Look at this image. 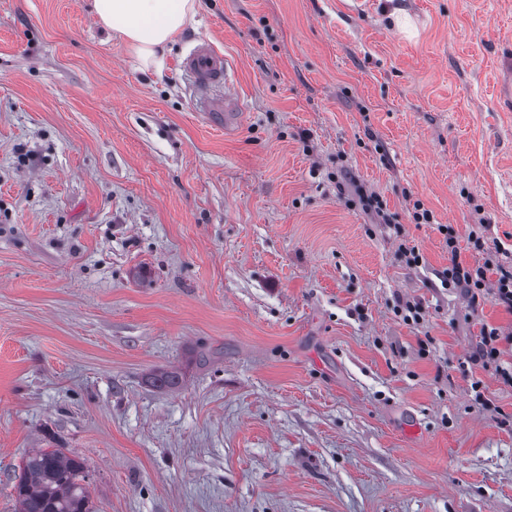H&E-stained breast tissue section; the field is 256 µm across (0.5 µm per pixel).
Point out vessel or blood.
I'll return each instance as SVG.
<instances>
[{"label": "vessel or blood", "mask_w": 512, "mask_h": 512, "mask_svg": "<svg viewBox=\"0 0 512 512\" xmlns=\"http://www.w3.org/2000/svg\"><path fill=\"white\" fill-rule=\"evenodd\" d=\"M179 68L188 77L195 93V104L215 124L229 122L243 105L233 89L231 64L209 44L198 45L183 58Z\"/></svg>", "instance_id": "obj_1"}]
</instances>
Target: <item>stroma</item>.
I'll use <instances>...</instances> for the list:
<instances>
[{
	"mask_svg": "<svg viewBox=\"0 0 512 512\" xmlns=\"http://www.w3.org/2000/svg\"><path fill=\"white\" fill-rule=\"evenodd\" d=\"M441 224L512 246V0H197L150 67L91 0H0V512L57 446L99 512H512V386L460 369L512 314L442 287ZM179 68L192 82L196 108L213 123L224 122L227 127L230 118L236 115L231 112L242 111L243 104L233 89L231 64L208 43L198 45L181 60Z\"/></svg>",
	"mask_w": 512,
	"mask_h": 512,
	"instance_id": "stroma-1",
	"label": "stroma"
}]
</instances>
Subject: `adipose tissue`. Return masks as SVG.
<instances>
[{"instance_id":"obj_1","label":"adipose tissue","mask_w":512,"mask_h":512,"mask_svg":"<svg viewBox=\"0 0 512 512\" xmlns=\"http://www.w3.org/2000/svg\"><path fill=\"white\" fill-rule=\"evenodd\" d=\"M195 0H92L98 24L115 31L144 65L153 64L194 14Z\"/></svg>"}]
</instances>
